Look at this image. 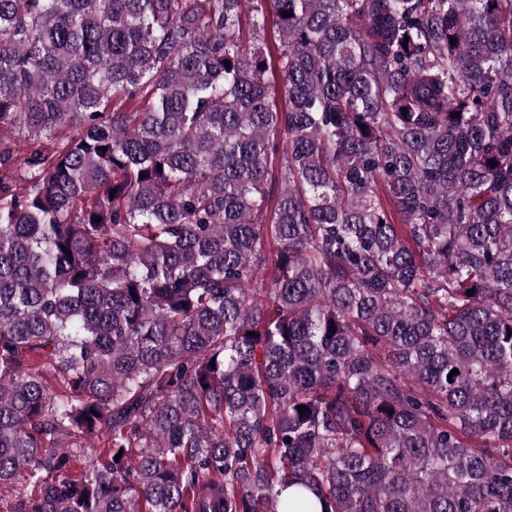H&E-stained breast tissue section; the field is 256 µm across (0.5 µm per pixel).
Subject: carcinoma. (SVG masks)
<instances>
[{
  "label": "carcinoma",
  "instance_id": "cac0c4a2",
  "mask_svg": "<svg viewBox=\"0 0 512 512\" xmlns=\"http://www.w3.org/2000/svg\"><path fill=\"white\" fill-rule=\"evenodd\" d=\"M0 509L512 512V0H0Z\"/></svg>",
  "mask_w": 512,
  "mask_h": 512
}]
</instances>
